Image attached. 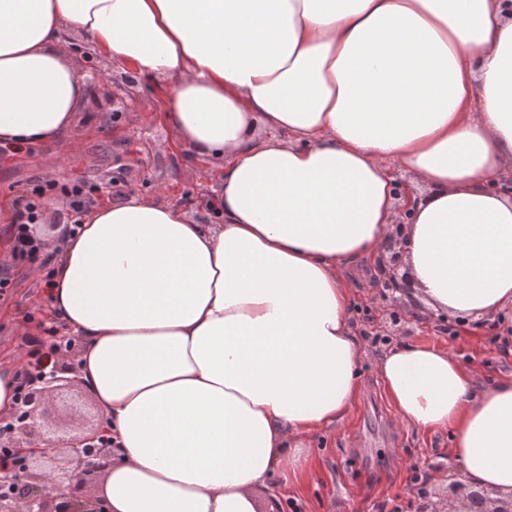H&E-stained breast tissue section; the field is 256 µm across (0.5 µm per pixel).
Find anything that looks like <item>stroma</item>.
Masks as SVG:
<instances>
[{"mask_svg": "<svg viewBox=\"0 0 512 512\" xmlns=\"http://www.w3.org/2000/svg\"><path fill=\"white\" fill-rule=\"evenodd\" d=\"M79 75L102 73L81 108L75 128L64 145L66 158L55 162L54 149L32 147L19 153L0 152V205L13 203L33 184L58 185L82 179L95 189L96 200L119 201L130 193L182 205L197 221L211 223L201 208L216 185L213 165L183 152H163L159 145L174 133L157 116L163 90L134 74L113 70L83 44L75 46ZM0 272L13 281L10 294L0 298V365L16 363L25 354L31 320L52 323L44 277L32 265L0 252ZM362 333L384 336L389 342L430 344L452 351L475 368L478 381L488 384L512 375V335L500 339L512 325V308L482 326L452 336L448 321L409 313L403 296L372 281L353 291ZM379 354L368 347L361 366V389L350 416L317 436L304 480L273 473L269 483L279 493L280 512L295 501L300 512H378L380 504L398 500L403 512L444 510L458 466L448 461L447 433H428L397 425L376 368ZM97 407L90 396L63 389L45 407L42 424L60 434L78 437ZM427 475L425 496L411 488L414 470Z\"/></svg>", "mask_w": 512, "mask_h": 512, "instance_id": "35a3bbf8", "label": "stroma"}]
</instances>
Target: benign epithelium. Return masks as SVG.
Listing matches in <instances>:
<instances>
[{"label": "benign epithelium", "instance_id": "benign-epithelium-1", "mask_svg": "<svg viewBox=\"0 0 512 512\" xmlns=\"http://www.w3.org/2000/svg\"><path fill=\"white\" fill-rule=\"evenodd\" d=\"M382 258L387 271L388 285L399 288L407 280L398 275L399 255L393 248ZM72 366L65 363L53 369L40 385L33 387L25 401L16 405L13 413L0 417V447L12 448L22 459V469L14 478L10 472L0 470V482H17L20 489L0 496V512H103L101 498L86 495L82 488L103 475L102 461L109 455L107 437L101 429V420L87 427L68 449L64 463L31 471V462L45 458L49 449L35 447L40 436L33 434L35 418L42 412L48 393L76 382L71 377ZM464 512H472L471 504L480 503L478 512H512V498L491 500L479 492L466 498Z\"/></svg>", "mask_w": 512, "mask_h": 512}]
</instances>
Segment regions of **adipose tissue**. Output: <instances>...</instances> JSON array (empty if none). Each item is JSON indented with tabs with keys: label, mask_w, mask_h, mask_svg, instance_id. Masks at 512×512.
<instances>
[{
	"label": "adipose tissue",
	"mask_w": 512,
	"mask_h": 512,
	"mask_svg": "<svg viewBox=\"0 0 512 512\" xmlns=\"http://www.w3.org/2000/svg\"><path fill=\"white\" fill-rule=\"evenodd\" d=\"M74 33L165 84L174 147L218 161L216 223L133 193L59 235L48 297L112 438L109 512H258L300 471L358 400L352 289L399 205L411 312L512 306V0H0V146L70 133ZM377 365L401 425L512 493V377L417 343Z\"/></svg>",
	"instance_id": "adipose-tissue-1"
}]
</instances>
